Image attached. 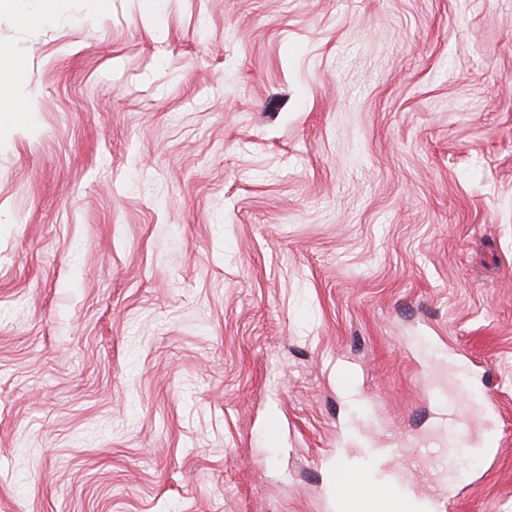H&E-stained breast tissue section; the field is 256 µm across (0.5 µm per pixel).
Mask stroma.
<instances>
[{"label":"stroma","mask_w":512,"mask_h":512,"mask_svg":"<svg viewBox=\"0 0 512 512\" xmlns=\"http://www.w3.org/2000/svg\"><path fill=\"white\" fill-rule=\"evenodd\" d=\"M56 11L0 0V512H331L368 442L512 512V0Z\"/></svg>","instance_id":"1"}]
</instances>
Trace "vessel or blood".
I'll return each instance as SVG.
<instances>
[{
    "instance_id": "obj_1",
    "label": "vessel or blood",
    "mask_w": 512,
    "mask_h": 512,
    "mask_svg": "<svg viewBox=\"0 0 512 512\" xmlns=\"http://www.w3.org/2000/svg\"><path fill=\"white\" fill-rule=\"evenodd\" d=\"M390 454V449L370 445L356 459L337 461L333 512H452L455 490H448L443 502L418 494L389 468Z\"/></svg>"
}]
</instances>
